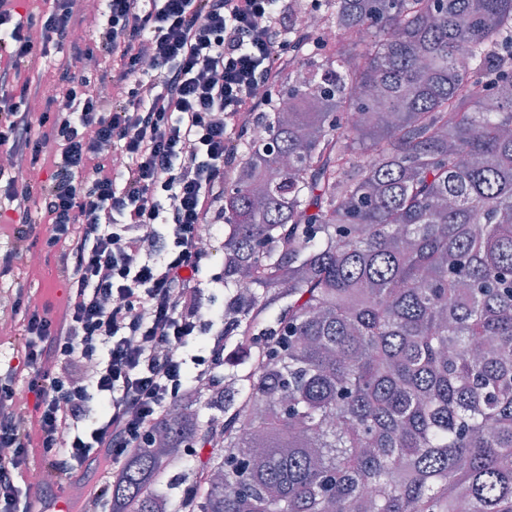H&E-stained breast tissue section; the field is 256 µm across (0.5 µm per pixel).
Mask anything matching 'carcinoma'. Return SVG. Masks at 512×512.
I'll return each mask as SVG.
<instances>
[{"instance_id": "cac0c4a2", "label": "carcinoma", "mask_w": 512, "mask_h": 512, "mask_svg": "<svg viewBox=\"0 0 512 512\" xmlns=\"http://www.w3.org/2000/svg\"><path fill=\"white\" fill-rule=\"evenodd\" d=\"M330 2L224 192L253 341L110 512H180L189 441L223 448L193 512H512V0Z\"/></svg>"}]
</instances>
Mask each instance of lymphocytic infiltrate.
Instances as JSON below:
<instances>
[{"label": "lymphocytic infiltrate", "instance_id": "f902f5d3", "mask_svg": "<svg viewBox=\"0 0 512 512\" xmlns=\"http://www.w3.org/2000/svg\"><path fill=\"white\" fill-rule=\"evenodd\" d=\"M0 0V147L23 168L58 153L41 186L12 176L0 192L21 216L0 256L51 252L64 312L21 287L0 294L20 317L0 365V512H28L37 464L94 477L85 512H108L107 484L151 447L172 408L224 379L235 323L209 294L200 228L224 220L220 200L235 145L295 42L289 0H105L96 52L111 56L87 94L69 74L55 107L31 123L38 88L13 90L19 66L74 38L75 0H52L42 44ZM41 134H34V127ZM46 215L32 223V204ZM25 400L28 416L16 412Z\"/></svg>", "mask_w": 512, "mask_h": 512}]
</instances>
